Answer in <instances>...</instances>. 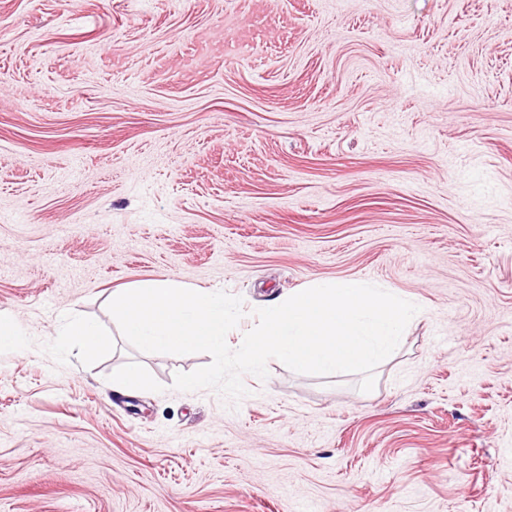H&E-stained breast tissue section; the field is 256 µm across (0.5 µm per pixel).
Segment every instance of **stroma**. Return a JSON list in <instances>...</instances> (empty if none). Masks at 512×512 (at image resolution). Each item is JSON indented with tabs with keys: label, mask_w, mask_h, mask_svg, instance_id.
Returning <instances> with one entry per match:
<instances>
[{
	"label": "stroma",
	"mask_w": 512,
	"mask_h": 512,
	"mask_svg": "<svg viewBox=\"0 0 512 512\" xmlns=\"http://www.w3.org/2000/svg\"><path fill=\"white\" fill-rule=\"evenodd\" d=\"M148 276L241 297L233 349L314 279L420 312L372 391L234 408L122 335ZM0 313V512H512V0H0ZM56 341L62 348L80 346L86 357H93L110 346V339L104 336L97 325L86 318L64 314L57 332ZM147 386V379L143 373L135 367L123 369L112 379V390L115 391H135L146 388Z\"/></svg>",
	"instance_id": "35a3bbf8"
}]
</instances>
